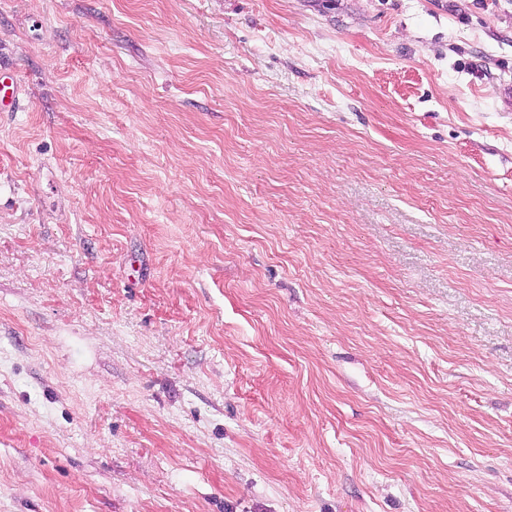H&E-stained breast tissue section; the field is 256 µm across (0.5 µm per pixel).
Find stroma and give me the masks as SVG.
<instances>
[{"mask_svg":"<svg viewBox=\"0 0 512 512\" xmlns=\"http://www.w3.org/2000/svg\"><path fill=\"white\" fill-rule=\"evenodd\" d=\"M0 512H512V0H0ZM19 109V100L13 78L0 72V112H15Z\"/></svg>","mask_w":512,"mask_h":512,"instance_id":"1","label":"stroma"}]
</instances>
